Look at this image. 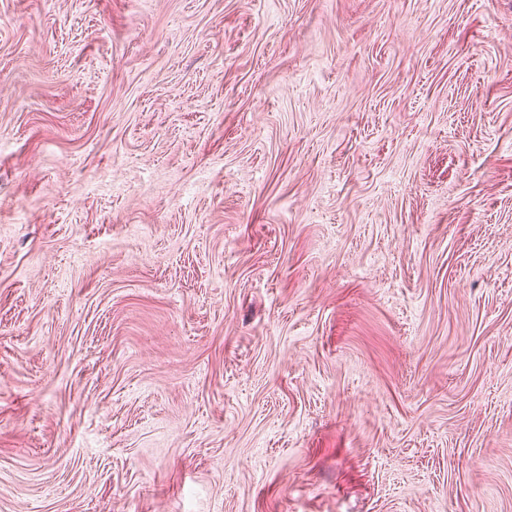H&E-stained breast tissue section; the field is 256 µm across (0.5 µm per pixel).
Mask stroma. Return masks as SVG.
<instances>
[{
    "label": "stroma",
    "instance_id": "1",
    "mask_svg": "<svg viewBox=\"0 0 512 512\" xmlns=\"http://www.w3.org/2000/svg\"><path fill=\"white\" fill-rule=\"evenodd\" d=\"M0 512H512V0H0Z\"/></svg>",
    "mask_w": 512,
    "mask_h": 512
}]
</instances>
